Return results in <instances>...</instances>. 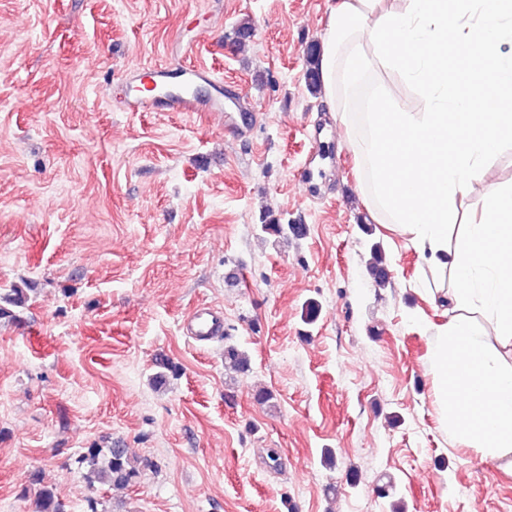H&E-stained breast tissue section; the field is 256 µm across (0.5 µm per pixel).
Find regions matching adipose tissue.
<instances>
[{
	"label": "adipose tissue",
	"mask_w": 512,
	"mask_h": 512,
	"mask_svg": "<svg viewBox=\"0 0 512 512\" xmlns=\"http://www.w3.org/2000/svg\"><path fill=\"white\" fill-rule=\"evenodd\" d=\"M382 2L337 0L319 59L324 97L347 123L345 93L380 69L421 96L410 112L389 87L371 93L353 151L378 212L458 284L442 296L448 321L426 362L454 443L512 471V189L460 220L470 188L512 143V0Z\"/></svg>",
	"instance_id": "obj_1"
}]
</instances>
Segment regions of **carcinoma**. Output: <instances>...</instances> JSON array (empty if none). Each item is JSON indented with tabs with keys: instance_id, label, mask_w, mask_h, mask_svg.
Segmentation results:
<instances>
[{
	"instance_id": "obj_1",
	"label": "carcinoma",
	"mask_w": 512,
	"mask_h": 512,
	"mask_svg": "<svg viewBox=\"0 0 512 512\" xmlns=\"http://www.w3.org/2000/svg\"><path fill=\"white\" fill-rule=\"evenodd\" d=\"M262 224L266 234L283 237L294 234L292 225L282 224L280 219L272 215L263 217ZM386 265L382 247L377 243L373 244L368 267L375 285L379 288L388 284L385 274ZM25 300L24 289L17 285L4 292L0 291V317L10 315V311L1 306V303L21 306ZM224 358L238 369L244 370L248 367L247 353L235 345H229L224 349ZM79 462L86 465L85 479L91 488L97 484L125 488L135 482L142 468L148 466V462L132 457L118 441L112 443L110 448L93 446L87 449ZM29 482L35 490L37 512H66L65 504L58 498L54 488L43 484L40 472L31 473Z\"/></svg>"
}]
</instances>
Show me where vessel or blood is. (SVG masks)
Here are the masks:
<instances>
[{
    "label": "vessel or blood",
    "instance_id": "vessel-or-blood-1",
    "mask_svg": "<svg viewBox=\"0 0 512 512\" xmlns=\"http://www.w3.org/2000/svg\"><path fill=\"white\" fill-rule=\"evenodd\" d=\"M202 70H186L180 82L167 84L159 72H149V83L142 93L128 94L122 100L126 112H206L223 116L224 104L218 99H203L197 91ZM186 336L207 341L224 333V314L212 307L194 309L184 326Z\"/></svg>",
    "mask_w": 512,
    "mask_h": 512
}]
</instances>
